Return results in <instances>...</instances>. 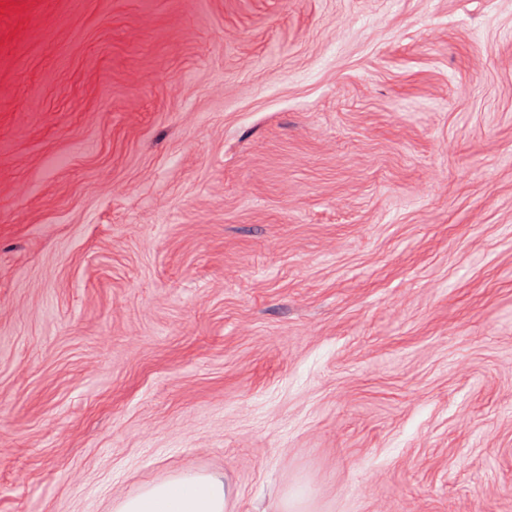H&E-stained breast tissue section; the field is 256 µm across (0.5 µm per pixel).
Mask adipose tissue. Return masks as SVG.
<instances>
[{
	"instance_id": "adipose-tissue-1",
	"label": "adipose tissue",
	"mask_w": 512,
	"mask_h": 512,
	"mask_svg": "<svg viewBox=\"0 0 512 512\" xmlns=\"http://www.w3.org/2000/svg\"><path fill=\"white\" fill-rule=\"evenodd\" d=\"M233 491L221 477L186 473L118 499L112 512H232Z\"/></svg>"
}]
</instances>
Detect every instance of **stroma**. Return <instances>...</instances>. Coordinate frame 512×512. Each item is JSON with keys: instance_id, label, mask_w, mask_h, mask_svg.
<instances>
[{"instance_id": "obj_1", "label": "stroma", "mask_w": 512, "mask_h": 512, "mask_svg": "<svg viewBox=\"0 0 512 512\" xmlns=\"http://www.w3.org/2000/svg\"><path fill=\"white\" fill-rule=\"evenodd\" d=\"M512 512V0H0V512ZM233 491L212 474L186 473L112 502L113 512H232ZM109 511V512H112Z\"/></svg>"}]
</instances>
